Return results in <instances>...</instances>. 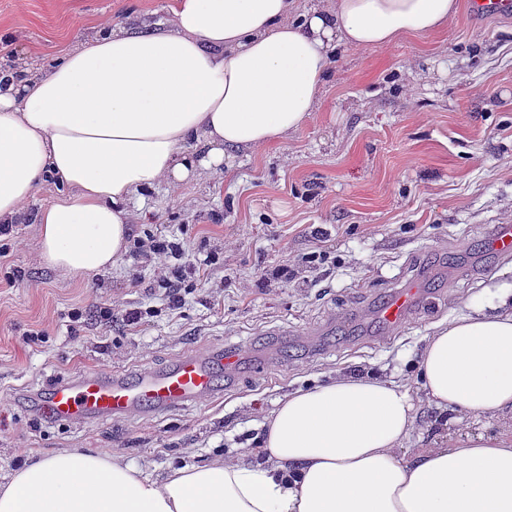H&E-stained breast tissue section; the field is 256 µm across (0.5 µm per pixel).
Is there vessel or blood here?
Instances as JSON below:
<instances>
[{
	"label": "vessel or blood",
	"instance_id": "b4317fda",
	"mask_svg": "<svg viewBox=\"0 0 512 512\" xmlns=\"http://www.w3.org/2000/svg\"><path fill=\"white\" fill-rule=\"evenodd\" d=\"M468 8L479 17L503 15L512 12V0H469ZM422 296V287L416 283L385 299L376 312L380 327L390 329L409 321ZM242 365L235 351L201 347L179 355L163 368L148 369L134 377L86 370L54 384L42 406L45 413L66 423L165 411L213 396L220 377L236 373Z\"/></svg>",
	"mask_w": 512,
	"mask_h": 512
}]
</instances>
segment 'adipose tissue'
<instances>
[{
    "instance_id": "ef3b65f1",
    "label": "adipose tissue",
    "mask_w": 512,
    "mask_h": 512,
    "mask_svg": "<svg viewBox=\"0 0 512 512\" xmlns=\"http://www.w3.org/2000/svg\"><path fill=\"white\" fill-rule=\"evenodd\" d=\"M457 0H176L169 28L104 23L45 72L0 79V224L39 185L40 259L84 277L125 249L124 207L161 183L286 141L315 110L338 46L438 30ZM495 435L406 451L418 401ZM0 512H512V289L425 336L412 379L339 376L279 399L259 447L154 479L71 448L0 483Z\"/></svg>"
}]
</instances>
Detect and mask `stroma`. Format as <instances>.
<instances>
[{"mask_svg":"<svg viewBox=\"0 0 512 512\" xmlns=\"http://www.w3.org/2000/svg\"><path fill=\"white\" fill-rule=\"evenodd\" d=\"M171 4L0 0V65L53 67L104 21L165 25ZM65 193L40 185L0 259V478L30 454L68 448L121 455L158 476L256 447L284 395L353 372L413 377L435 324L512 286V257L487 247L492 228L512 225V14L476 21L458 0L438 32L338 49L300 131L132 202L129 246L86 278L38 259L33 217ZM160 233L183 242L187 263L219 258L186 278L175 311L135 248ZM314 251L316 270L276 278ZM416 279L425 283L416 315L382 330L376 302ZM137 306L151 315L126 326L120 311ZM102 307L115 309L112 320L98 316ZM203 345L245 358L240 373L222 378L220 396L93 425L42 418L39 395L81 369L133 377ZM423 414L425 448L447 433L499 431L480 417L448 424L434 409Z\"/></svg>","mask_w":512,"mask_h":512,"instance_id":"35a3bbf8","label":"stroma"}]
</instances>
